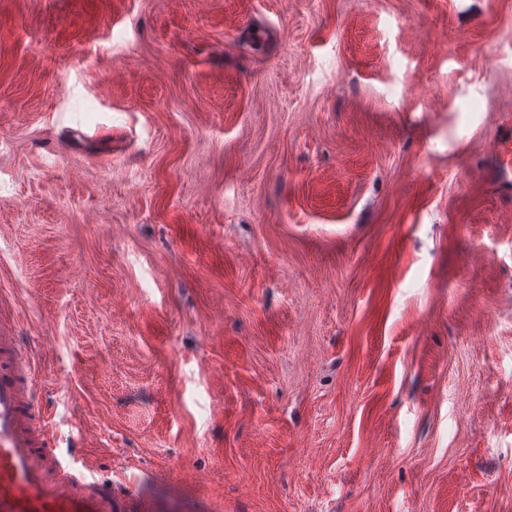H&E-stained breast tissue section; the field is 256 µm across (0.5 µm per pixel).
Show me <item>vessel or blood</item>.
<instances>
[{
    "instance_id": "1",
    "label": "vessel or blood",
    "mask_w": 512,
    "mask_h": 512,
    "mask_svg": "<svg viewBox=\"0 0 512 512\" xmlns=\"http://www.w3.org/2000/svg\"><path fill=\"white\" fill-rule=\"evenodd\" d=\"M19 333L0 315V512H156L150 500L113 493L111 477L88 458L54 454L35 355Z\"/></svg>"
}]
</instances>
